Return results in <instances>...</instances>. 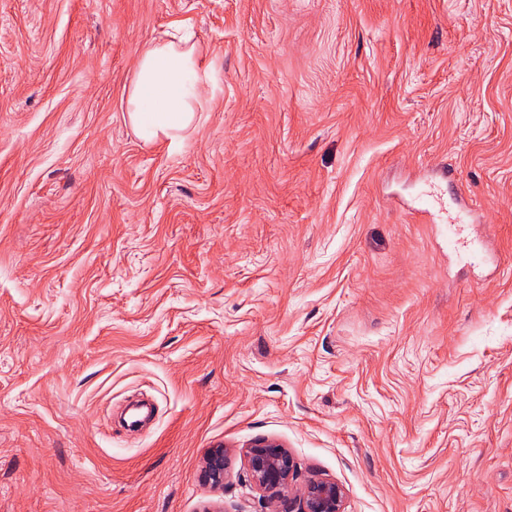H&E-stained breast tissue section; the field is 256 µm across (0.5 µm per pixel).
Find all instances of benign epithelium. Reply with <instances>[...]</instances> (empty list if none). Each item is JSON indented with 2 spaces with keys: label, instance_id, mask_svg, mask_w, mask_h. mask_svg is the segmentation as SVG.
Wrapping results in <instances>:
<instances>
[{
  "label": "benign epithelium",
  "instance_id": "7a95c632",
  "mask_svg": "<svg viewBox=\"0 0 512 512\" xmlns=\"http://www.w3.org/2000/svg\"><path fill=\"white\" fill-rule=\"evenodd\" d=\"M227 451L209 450L202 467V478L214 488L224 486L227 478ZM252 484L269 501L277 504L288 499L297 505L296 512H343L344 492L334 481L310 480L304 486L292 485L296 466L282 445L268 439H258L244 450Z\"/></svg>",
  "mask_w": 512,
  "mask_h": 512
}]
</instances>
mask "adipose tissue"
<instances>
[{
	"instance_id": "1",
	"label": "adipose tissue",
	"mask_w": 512,
	"mask_h": 512,
	"mask_svg": "<svg viewBox=\"0 0 512 512\" xmlns=\"http://www.w3.org/2000/svg\"><path fill=\"white\" fill-rule=\"evenodd\" d=\"M214 68L197 53L189 37L155 39L138 57L127 100V118L139 138L176 144L205 109Z\"/></svg>"
}]
</instances>
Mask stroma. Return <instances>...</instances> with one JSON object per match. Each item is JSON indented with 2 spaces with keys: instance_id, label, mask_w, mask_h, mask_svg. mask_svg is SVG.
<instances>
[{
  "instance_id": "1",
  "label": "stroma",
  "mask_w": 512,
  "mask_h": 512,
  "mask_svg": "<svg viewBox=\"0 0 512 512\" xmlns=\"http://www.w3.org/2000/svg\"><path fill=\"white\" fill-rule=\"evenodd\" d=\"M175 27L171 147L126 101ZM258 438L344 512H512V0H0V512H270ZM214 68L182 36L178 43L154 39L138 57L127 100V118L139 138L157 143L180 142L181 133L206 112ZM226 457L227 450L224 448H213L204 457L202 478L214 488L224 486L227 478Z\"/></svg>"
}]
</instances>
